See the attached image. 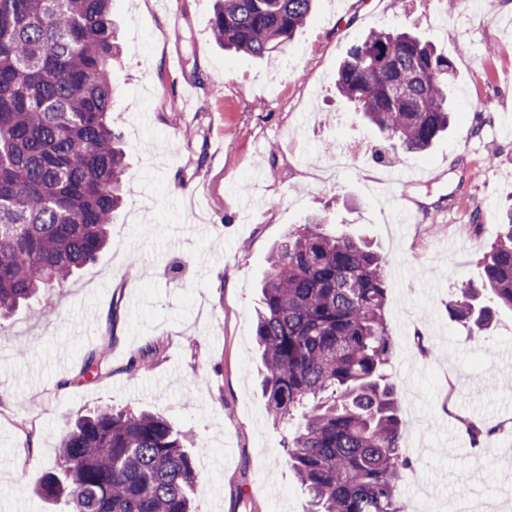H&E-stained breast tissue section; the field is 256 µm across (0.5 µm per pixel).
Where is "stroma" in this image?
I'll use <instances>...</instances> for the list:
<instances>
[{"instance_id": "stroma-1", "label": "stroma", "mask_w": 512, "mask_h": 512, "mask_svg": "<svg viewBox=\"0 0 512 512\" xmlns=\"http://www.w3.org/2000/svg\"><path fill=\"white\" fill-rule=\"evenodd\" d=\"M213 12L214 0H112V128L129 192L109 248L52 310L0 323V512H55L34 484L56 468L70 421L106 404L191 437L196 512H307L287 432L266 411L255 310L271 251L317 212L387 260L400 448L431 476L425 489L401 484L403 501L512 503V467L474 468L452 419H482L495 429L487 447L512 449V312L478 336L448 314L460 287L480 283L512 205V0L471 15L448 0H318L269 58L224 50ZM382 28L454 63L457 112L428 151L401 153L336 94L349 48ZM390 179L395 203L380 193ZM101 353L100 374L83 375Z\"/></svg>"}]
</instances>
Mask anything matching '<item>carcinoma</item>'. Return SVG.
I'll return each mask as SVG.
<instances>
[{"mask_svg":"<svg viewBox=\"0 0 512 512\" xmlns=\"http://www.w3.org/2000/svg\"><path fill=\"white\" fill-rule=\"evenodd\" d=\"M314 0H217L211 31L224 48L262 57L306 23ZM120 54L112 0H0V320L94 263L110 241L126 184L112 130ZM453 63L407 32L373 30L348 51L338 93L383 138L426 150L454 112ZM483 269L493 306L460 288L448 310L482 330L512 311V207ZM385 258L316 216L288 234L262 284L256 339L262 394L278 422H300L287 464L310 512H406L410 462L386 373L394 351L385 317ZM477 450L493 429L468 421ZM186 437L164 418L100 406L76 418L58 470L35 491L67 512H194L201 476Z\"/></svg>","mask_w":512,"mask_h":512,"instance_id":"carcinoma-1","label":"carcinoma"}]
</instances>
